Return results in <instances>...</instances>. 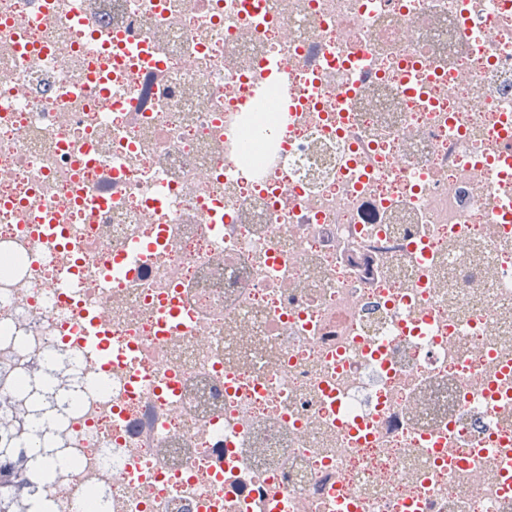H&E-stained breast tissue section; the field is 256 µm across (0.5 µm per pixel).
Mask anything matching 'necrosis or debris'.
<instances>
[{"label": "necrosis or debris", "instance_id": "necrosis-or-debris-1", "mask_svg": "<svg viewBox=\"0 0 512 512\" xmlns=\"http://www.w3.org/2000/svg\"><path fill=\"white\" fill-rule=\"evenodd\" d=\"M14 406L39 512H512V0H0ZM82 336H79V345L88 351L97 353L103 359H111L113 353L104 342L100 324L96 319L86 318L80 324Z\"/></svg>", "mask_w": 512, "mask_h": 512}]
</instances>
